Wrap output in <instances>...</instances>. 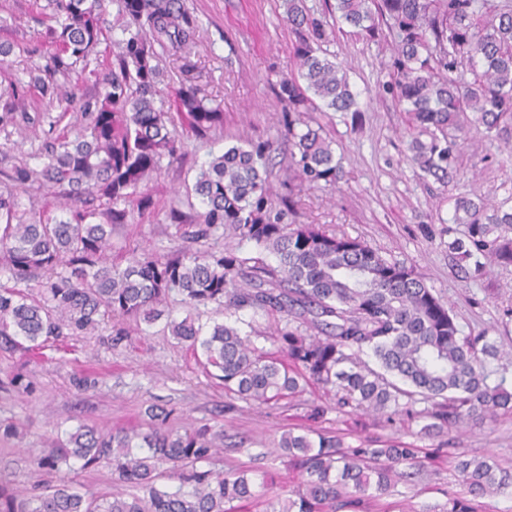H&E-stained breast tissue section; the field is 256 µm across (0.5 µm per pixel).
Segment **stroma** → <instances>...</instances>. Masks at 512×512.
<instances>
[{
    "mask_svg": "<svg viewBox=\"0 0 512 512\" xmlns=\"http://www.w3.org/2000/svg\"><path fill=\"white\" fill-rule=\"evenodd\" d=\"M328 0H306L314 16H326L329 59L341 62L358 94L362 123L343 112H306L310 124H321L340 164L336 183L300 194V222L324 224L336 232L367 241L386 257L404 262L421 275L452 307L467 334L496 338L512 353V266H486L474 278L448 250L458 195L473 191L499 201L512 194V129L489 141L471 134L460 157L456 181L445 184L422 176L409 159L407 115L382 85L392 65L389 40L369 42L340 30L335 16L326 15ZM45 0H0V41L18 44L9 75L19 76L42 64V55L25 53L40 39L48 20ZM197 16L195 52L202 83L224 109V132L208 141L183 134L181 162L163 165L147 190L164 202L185 198L199 167L211 155L247 140L276 139L281 107L272 83L292 70V46L282 19L281 0H186ZM112 261L124 263L130 248L160 253L175 246V229L159 216L119 229L112 237ZM85 373L96 385L77 391L72 379ZM28 385V392L17 389ZM326 403L323 389L305 385L302 393L282 394L271 407L257 408L224 390L211 375L200 349L169 336L164 321L143 325L129 341L113 346L100 337H77L67 346L46 341L32 351L0 349V425L13 423L19 432L0 435V471L19 488L31 486L34 464L65 443L81 426L103 429L144 427L148 406L171 410V427L181 430L224 429V447L204 469H223L225 462L250 467L257 482H269L270 495L288 496L300 477L278 465L267 481V455L283 430H302V401ZM446 443L472 455H495L512 466V419L484 427H461L441 440L418 441L424 449ZM42 484L65 478L96 494L115 491L108 468L82 469L73 460L59 470L39 472ZM452 463L436 474L419 475L406 490L416 512L444 505L449 493L461 491Z\"/></svg>",
    "mask_w": 512,
    "mask_h": 512,
    "instance_id": "stroma-1",
    "label": "stroma"
}]
</instances>
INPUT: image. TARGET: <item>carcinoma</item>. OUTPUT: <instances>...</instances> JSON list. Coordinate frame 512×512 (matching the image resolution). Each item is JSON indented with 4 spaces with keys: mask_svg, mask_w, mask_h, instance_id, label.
Instances as JSON below:
<instances>
[{
    "mask_svg": "<svg viewBox=\"0 0 512 512\" xmlns=\"http://www.w3.org/2000/svg\"><path fill=\"white\" fill-rule=\"evenodd\" d=\"M105 2L46 0L53 24L43 39L54 51L0 94L1 129L41 126L45 113L28 111L32 92L78 129L73 137L57 134L50 122L38 149L41 168L22 160L0 169V273L12 282L0 285V342L14 348L21 339L36 345L105 334L117 346L131 336L127 321L157 322L177 294L188 314L166 322L170 335L200 346L224 389L259 408L299 388L302 377L332 395L334 409L354 416L356 428L369 413L387 425L424 420L420 433L428 436L512 419V356L496 340L463 334L448 302L406 264L323 224L286 221L293 187L279 207L270 198L275 141L227 147L201 166L190 188L199 210L191 201L186 211L166 209L150 196L146 186L162 159L183 156L179 130L208 140L224 129V112L200 84L199 22L184 0H119L125 38L107 72L90 68L106 40ZM282 2L295 73L272 85L280 135L300 183L331 184L333 141L303 113L316 100L351 113L354 123L362 112L346 71L323 51L324 20L305 0ZM335 10L357 36L375 40L386 29L392 37L394 70L383 90L410 116L408 149L424 175L454 181L470 130L491 139L512 126V0H335ZM165 55L179 62L174 79L159 66ZM78 67L102 90L87 96L66 87ZM163 94L167 107L157 104ZM34 190L60 214L21 209ZM160 213L175 227L177 245L112 263V234L136 214ZM446 233L448 250L473 260L475 274L492 262L511 266L512 198L492 204L475 192L458 196ZM244 243L255 255L242 256ZM267 252L277 265L266 262ZM212 304L285 315L275 342L297 375L260 354L239 326L200 324L199 310ZM417 403L425 407L413 409ZM147 414L145 433L82 426L37 463L40 470L72 458L85 470L107 466L121 490L95 495L63 481L37 494L0 475V512H232L230 503L251 498L264 499L263 512H414L398 484L443 458L441 448L423 456L413 443L370 448L345 443L338 431L288 430L274 443L270 468L285 462L302 481L287 498L269 497L239 467L197 469L223 446L224 432L181 433L167 425L164 408L152 405ZM162 462L191 490L159 488ZM456 470L464 492L438 512H482L481 499L512 491V468L491 456L459 455ZM395 496L391 508L378 507Z\"/></svg>",
    "mask_w": 512,
    "mask_h": 512,
    "instance_id": "obj_1",
    "label": "carcinoma"
}]
</instances>
